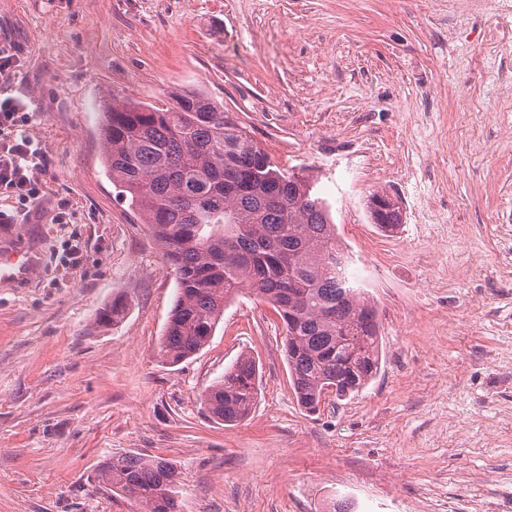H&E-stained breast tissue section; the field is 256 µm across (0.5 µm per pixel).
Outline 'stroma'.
I'll use <instances>...</instances> for the list:
<instances>
[{
	"mask_svg": "<svg viewBox=\"0 0 512 512\" xmlns=\"http://www.w3.org/2000/svg\"><path fill=\"white\" fill-rule=\"evenodd\" d=\"M0 53L48 163L37 205L0 189L42 255L0 284V512H144L98 478L125 452L175 462L181 512H512V0H0ZM176 91L316 178L378 307L362 392L306 413L282 323L247 293L200 352L159 357L175 274L101 127L112 96ZM243 353L256 403L212 420L199 395ZM386 197L385 200L377 201L378 206L383 205H391L395 206L396 203L393 199L388 198L387 196L380 195V194H373L370 199V213L371 217L373 219V223L377 224L381 229H384V231H390L398 227L399 224H401L402 221V213L400 211V207L397 205V207L394 208H388L384 211H381L379 213H373L371 211V202L376 198H382Z\"/></svg>",
	"mask_w": 512,
	"mask_h": 512,
	"instance_id": "stroma-1",
	"label": "stroma"
}]
</instances>
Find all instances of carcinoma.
Masks as SVG:
<instances>
[{"label":"carcinoma","mask_w":512,"mask_h":512,"mask_svg":"<svg viewBox=\"0 0 512 512\" xmlns=\"http://www.w3.org/2000/svg\"><path fill=\"white\" fill-rule=\"evenodd\" d=\"M101 129L112 185L150 225L176 273L177 295L158 348L171 364L210 340L238 293L269 302L282 322L291 385L302 408L328 395L361 392L380 365L379 323L349 273L331 206L316 181L288 173L224 108L198 92L164 107L112 97ZM390 231L400 207L371 214ZM126 310L118 297L99 313L109 324ZM258 364L241 356L200 394L226 424L254 405ZM176 464L161 456L107 458L99 477L145 512H180Z\"/></svg>","instance_id":"carcinoma-1"}]
</instances>
